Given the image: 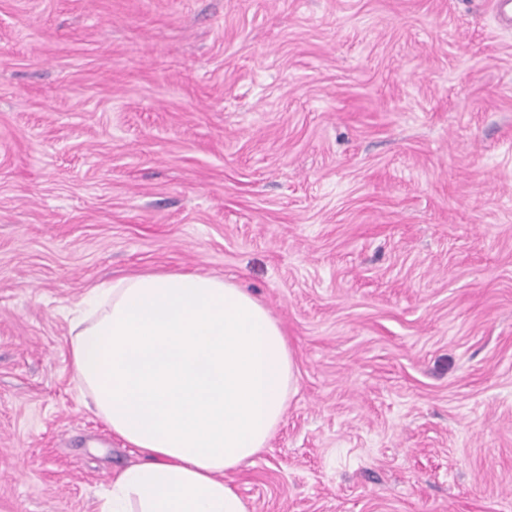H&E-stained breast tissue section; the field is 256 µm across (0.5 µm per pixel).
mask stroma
<instances>
[{
    "label": "stroma",
    "mask_w": 512,
    "mask_h": 512,
    "mask_svg": "<svg viewBox=\"0 0 512 512\" xmlns=\"http://www.w3.org/2000/svg\"><path fill=\"white\" fill-rule=\"evenodd\" d=\"M259 298L296 391L250 512H512V29L493 0H0V512L139 455L68 311L146 270Z\"/></svg>",
    "instance_id": "stroma-1"
}]
</instances>
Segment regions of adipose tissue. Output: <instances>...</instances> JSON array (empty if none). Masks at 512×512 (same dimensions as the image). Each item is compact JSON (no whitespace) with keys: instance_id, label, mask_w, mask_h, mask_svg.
Returning <instances> with one entry per match:
<instances>
[{"instance_id":"obj_1","label":"adipose tissue","mask_w":512,"mask_h":512,"mask_svg":"<svg viewBox=\"0 0 512 512\" xmlns=\"http://www.w3.org/2000/svg\"><path fill=\"white\" fill-rule=\"evenodd\" d=\"M71 324L75 378L140 455L100 512H249L224 476L266 448L296 381L266 306L219 276L147 271L88 289Z\"/></svg>"}]
</instances>
